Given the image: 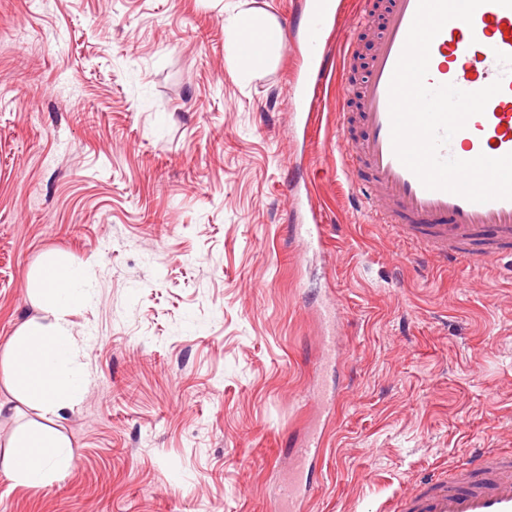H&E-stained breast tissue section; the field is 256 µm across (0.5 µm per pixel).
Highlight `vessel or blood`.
Returning <instances> with one entry per match:
<instances>
[{"label":"vessel or blood","mask_w":512,"mask_h":512,"mask_svg":"<svg viewBox=\"0 0 512 512\" xmlns=\"http://www.w3.org/2000/svg\"><path fill=\"white\" fill-rule=\"evenodd\" d=\"M334 0H311L306 22L309 45L304 92L298 106L314 123L322 106L319 93L334 59L354 65V35L332 43L326 32ZM418 7V0H385L376 31V47L361 77L355 109L336 114L338 158L342 172L379 225L405 247L406 258L437 260L449 266L495 262L512 258V200L477 203L443 190L426 189L396 157L391 140L389 86ZM502 89L487 103L484 113L471 116L441 151L442 156L471 160L484 154L512 153V8L486 0L472 23L448 21L433 39L426 83H451L466 92L494 81ZM361 125L353 135V125ZM307 223L298 234L321 241L323 215L308 207ZM323 434H308L295 458L297 477L281 493L295 501L297 478L321 453ZM386 512H512V454L477 450L471 463L453 477L433 476L397 495Z\"/></svg>","instance_id":"vessel-or-blood-1"}]
</instances>
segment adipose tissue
Segmentation results:
<instances>
[{
  "instance_id": "adipose-tissue-1",
  "label": "adipose tissue",
  "mask_w": 512,
  "mask_h": 512,
  "mask_svg": "<svg viewBox=\"0 0 512 512\" xmlns=\"http://www.w3.org/2000/svg\"><path fill=\"white\" fill-rule=\"evenodd\" d=\"M224 33L235 48L231 68L237 76H251L281 54L280 27L266 11L238 8ZM87 280L85 267L53 253L43 255L31 273L29 289L56 321L27 320L0 352V368L16 400L40 410L44 418L42 425L17 433L10 442L12 454L0 458V467L29 487L50 484L72 463L59 422L80 400L86 379L73 364L74 340L63 315L87 297Z\"/></svg>"
}]
</instances>
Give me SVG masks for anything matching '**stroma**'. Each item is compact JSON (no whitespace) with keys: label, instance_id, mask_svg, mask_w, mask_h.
<instances>
[{"label":"stroma","instance_id":"stroma-1","mask_svg":"<svg viewBox=\"0 0 512 512\" xmlns=\"http://www.w3.org/2000/svg\"><path fill=\"white\" fill-rule=\"evenodd\" d=\"M301 2L252 0L283 50L243 81L237 0H0V348L53 320L28 293L45 253L90 274L65 315L89 379L60 423L72 465L41 488L0 470V512H276L318 418L301 512H379L475 449L512 450V262L410 261L356 210L342 71L297 123ZM309 193L319 249L293 232ZM334 299L344 356L322 367Z\"/></svg>","mask_w":512,"mask_h":512}]
</instances>
